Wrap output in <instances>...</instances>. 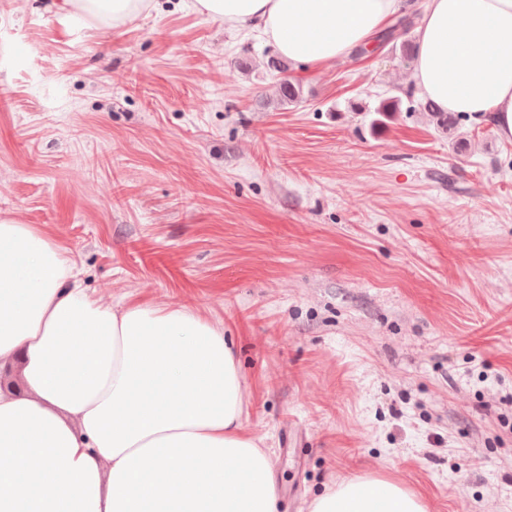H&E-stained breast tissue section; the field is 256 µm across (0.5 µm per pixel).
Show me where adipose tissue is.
Segmentation results:
<instances>
[{"instance_id":"adipose-tissue-1","label":"adipose tissue","mask_w":512,"mask_h":512,"mask_svg":"<svg viewBox=\"0 0 512 512\" xmlns=\"http://www.w3.org/2000/svg\"><path fill=\"white\" fill-rule=\"evenodd\" d=\"M327 66L371 45L407 0H194ZM411 84L512 140V0H424ZM0 512H276L272 461L250 434L236 355L187 306L90 296L61 245L0 222ZM312 512H425L401 486L349 478Z\"/></svg>"}]
</instances>
